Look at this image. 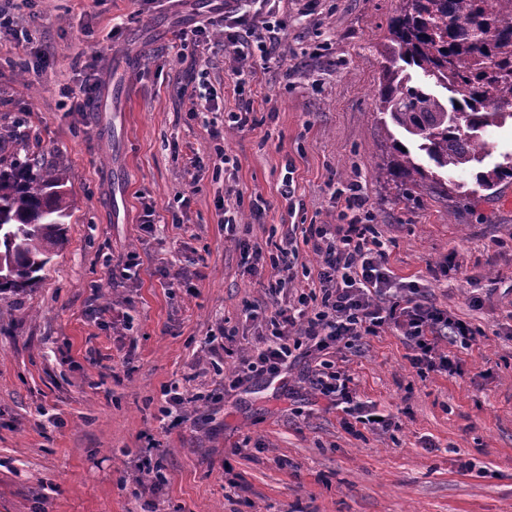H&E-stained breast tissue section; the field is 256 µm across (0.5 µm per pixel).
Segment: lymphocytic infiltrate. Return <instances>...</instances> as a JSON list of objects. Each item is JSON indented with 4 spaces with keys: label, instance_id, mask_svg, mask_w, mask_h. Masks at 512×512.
<instances>
[{
    "label": "lymphocytic infiltrate",
    "instance_id": "lymphocytic-infiltrate-1",
    "mask_svg": "<svg viewBox=\"0 0 512 512\" xmlns=\"http://www.w3.org/2000/svg\"><path fill=\"white\" fill-rule=\"evenodd\" d=\"M271 2L234 0L224 7V47L230 53L235 90L255 78L256 58L272 57L280 45L286 23L275 18ZM335 199L341 211L349 214L347 223L312 224L299 238L285 234L276 255L270 257L260 246L241 244L243 267L253 276L269 264L291 272L303 242L312 246L320 263L315 280L296 303L276 306L265 317L262 348L241 357L228 388L234 391L256 381L270 384L285 379L304 349L320 356L308 375L312 389L355 422L383 431L393 425V418L375 416L358 399L351 375L329 360V352L358 348L364 337L391 329L409 349L413 368L451 376L460 372L462 360L442 350L441 342L451 339L466 350L480 331L427 301L417 285L393 278L372 212L356 187L336 189Z\"/></svg>",
    "mask_w": 512,
    "mask_h": 512
}]
</instances>
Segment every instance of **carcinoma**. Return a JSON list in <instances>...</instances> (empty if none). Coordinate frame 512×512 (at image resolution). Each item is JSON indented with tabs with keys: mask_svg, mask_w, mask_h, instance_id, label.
I'll list each match as a JSON object with an SVG mask.
<instances>
[{
	"mask_svg": "<svg viewBox=\"0 0 512 512\" xmlns=\"http://www.w3.org/2000/svg\"><path fill=\"white\" fill-rule=\"evenodd\" d=\"M378 110L411 135L427 168L391 138L390 175L414 187L470 171L491 190L512 180V157L490 169L480 132L512 123V0H402L389 26ZM17 132L0 128V294L39 279L66 243L73 209L64 169L46 168L41 155L19 158Z\"/></svg>",
	"mask_w": 512,
	"mask_h": 512,
	"instance_id": "carcinoma-1",
	"label": "carcinoma"
}]
</instances>
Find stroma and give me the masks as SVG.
<instances>
[{"mask_svg": "<svg viewBox=\"0 0 512 512\" xmlns=\"http://www.w3.org/2000/svg\"><path fill=\"white\" fill-rule=\"evenodd\" d=\"M399 5L281 0L279 54L245 100L221 26L204 49L178 37L205 0H0L21 33L0 38V127L19 125L67 171L75 203L40 281L0 296V512H142L150 498L158 512H512V183L486 191L467 173L458 192L408 194L386 173L376 95ZM84 83L96 100L76 112L61 90ZM204 88L220 112L248 105L258 121L223 130L234 173L186 167L216 145ZM349 182L394 277L483 331L453 377L418 374L392 330L336 352L358 398L395 416L386 431L345 430L305 383L304 359L286 383L224 390L264 330L247 307L294 297L318 267L301 246L276 296L282 272L245 273L239 241L269 252L291 225L337 223L333 187ZM189 266L190 292L161 275ZM172 382L180 424L159 411ZM147 461L166 477L155 495Z\"/></svg>", "mask_w": 512, "mask_h": 512, "instance_id": "35a3bbf8", "label": "stroma"}]
</instances>
